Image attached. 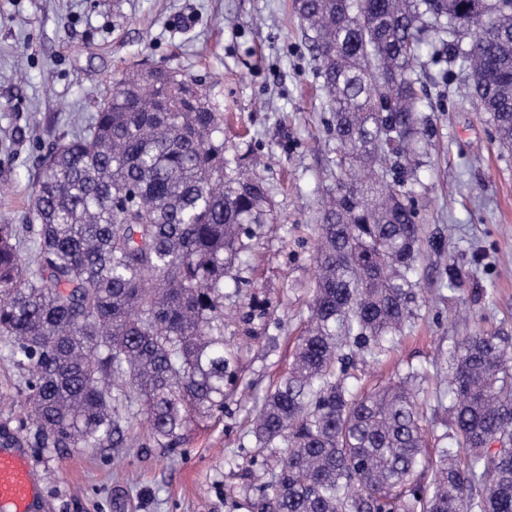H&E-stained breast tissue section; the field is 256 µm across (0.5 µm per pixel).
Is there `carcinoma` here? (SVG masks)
I'll list each match as a JSON object with an SVG mask.
<instances>
[{"label": "carcinoma", "mask_w": 512, "mask_h": 512, "mask_svg": "<svg viewBox=\"0 0 512 512\" xmlns=\"http://www.w3.org/2000/svg\"><path fill=\"white\" fill-rule=\"evenodd\" d=\"M343 156L315 225L316 280L290 371L251 428L271 477L249 512H512V344L465 328L444 371L408 367L359 392L413 315L424 250L408 181L432 148L420 48L447 58L512 150V0H293ZM489 24L474 30L463 13ZM224 129L196 80L164 67L112 83L39 159L27 224L0 221V360L20 388L1 448H175L224 408V277L265 180L227 170ZM446 391L429 390L432 380ZM435 396L450 418L423 425Z\"/></svg>", "instance_id": "cac0c4a2"}]
</instances>
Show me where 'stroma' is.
I'll return each instance as SVG.
<instances>
[{
    "label": "stroma",
    "instance_id": "1",
    "mask_svg": "<svg viewBox=\"0 0 512 512\" xmlns=\"http://www.w3.org/2000/svg\"><path fill=\"white\" fill-rule=\"evenodd\" d=\"M150 66L207 88L225 115L227 158L250 154L272 195L273 222L244 238L224 290L235 393L173 450L28 449L38 512H235L270 477L240 469L254 453L249 420L287 372L308 315L312 226L340 159L293 0H0V215L25 223L39 157L96 112L112 81ZM448 84V97L429 95L439 151L411 198L424 239L415 315L381 359H359L365 391L432 367L463 319L512 334V152L456 76Z\"/></svg>",
    "mask_w": 512,
    "mask_h": 512
}]
</instances>
